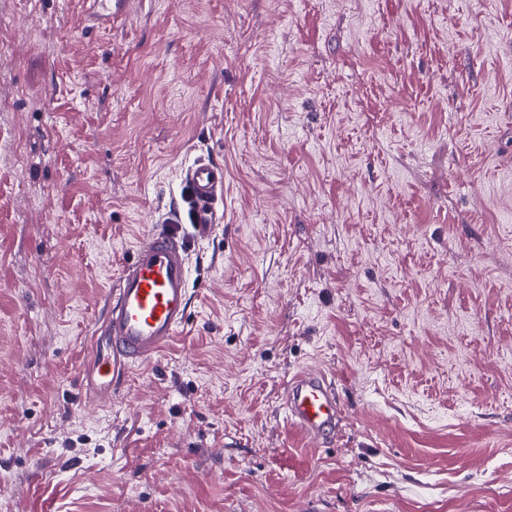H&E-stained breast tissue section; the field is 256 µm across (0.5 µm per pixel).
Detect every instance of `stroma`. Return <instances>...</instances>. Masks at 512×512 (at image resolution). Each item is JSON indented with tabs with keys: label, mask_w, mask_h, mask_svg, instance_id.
I'll use <instances>...</instances> for the list:
<instances>
[{
	"label": "stroma",
	"mask_w": 512,
	"mask_h": 512,
	"mask_svg": "<svg viewBox=\"0 0 512 512\" xmlns=\"http://www.w3.org/2000/svg\"><path fill=\"white\" fill-rule=\"evenodd\" d=\"M187 322L100 405L186 172ZM332 378L336 442L288 378ZM0 512H512V0H0ZM83 3L86 4L84 17L97 25L114 22L117 18L126 16L131 5L130 0H83ZM188 182L198 204L193 231L199 237L208 236L217 223L213 202L223 191V171L210 161L200 160L190 167ZM285 408L287 422L308 440L323 443L335 436L342 403L323 373L307 369L291 376Z\"/></svg>",
	"instance_id": "1"
}]
</instances>
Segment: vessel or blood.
<instances>
[{
  "label": "vessel or blood",
  "instance_id": "1",
  "mask_svg": "<svg viewBox=\"0 0 512 512\" xmlns=\"http://www.w3.org/2000/svg\"><path fill=\"white\" fill-rule=\"evenodd\" d=\"M85 17L103 25L126 16L131 0H85ZM188 182L198 204L195 235L213 231V202L224 187L222 169L201 160L190 167ZM189 272L183 237L173 226L150 232L119 275L108 302L101 335L93 337L83 381L95 400L108 403L132 365L161 353L184 326ZM286 420L305 438L331 440L342 403L327 376L316 370L295 373L286 386Z\"/></svg>",
  "mask_w": 512,
  "mask_h": 512
}]
</instances>
